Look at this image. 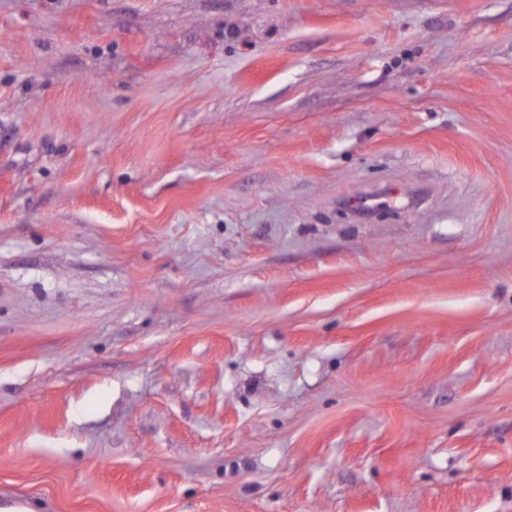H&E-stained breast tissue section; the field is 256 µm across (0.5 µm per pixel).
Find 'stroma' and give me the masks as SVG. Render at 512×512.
I'll return each mask as SVG.
<instances>
[{"mask_svg":"<svg viewBox=\"0 0 512 512\" xmlns=\"http://www.w3.org/2000/svg\"><path fill=\"white\" fill-rule=\"evenodd\" d=\"M14 504L512 512V0H0Z\"/></svg>","mask_w":512,"mask_h":512,"instance_id":"stroma-1","label":"stroma"}]
</instances>
